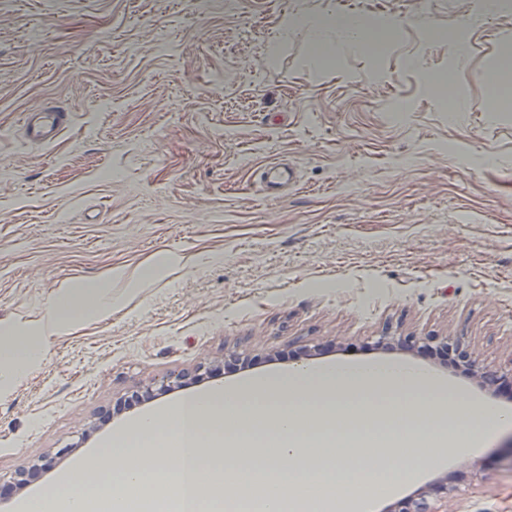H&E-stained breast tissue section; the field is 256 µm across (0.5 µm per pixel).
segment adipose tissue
<instances>
[{"label": "adipose tissue", "instance_id": "ef3b65f1", "mask_svg": "<svg viewBox=\"0 0 512 512\" xmlns=\"http://www.w3.org/2000/svg\"><path fill=\"white\" fill-rule=\"evenodd\" d=\"M291 19L290 27L301 24ZM328 27L373 50L396 23L349 14L303 22ZM104 277L59 289L40 340L0 336V369L19 377L76 317L110 311ZM512 428V412L474 400L403 362L316 366L248 379L162 406L113 433L104 447L59 475L53 489L21 500L18 512H201L204 502L260 512H316L324 484L336 487L328 512H371L354 484L359 472L386 471L390 486L448 459L486 447Z\"/></svg>", "mask_w": 512, "mask_h": 512}]
</instances>
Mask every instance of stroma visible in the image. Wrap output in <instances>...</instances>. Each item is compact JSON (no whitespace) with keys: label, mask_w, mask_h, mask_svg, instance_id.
I'll return each instance as SVG.
<instances>
[{"label":"stroma","mask_w":512,"mask_h":512,"mask_svg":"<svg viewBox=\"0 0 512 512\" xmlns=\"http://www.w3.org/2000/svg\"><path fill=\"white\" fill-rule=\"evenodd\" d=\"M224 2L0 0V331L36 337L60 288L112 277L108 315L0 379V477L52 460L0 512L141 414L300 363L402 361L512 410V108L485 110L481 80L512 59V11ZM339 12L398 26L377 52L325 30L324 64L305 28L283 27ZM50 105L67 126L27 142L24 115ZM276 158L297 180L272 199L257 168ZM400 336L458 340L500 379ZM511 440L373 512L422 491L433 512H512Z\"/></svg>","instance_id":"1"}]
</instances>
